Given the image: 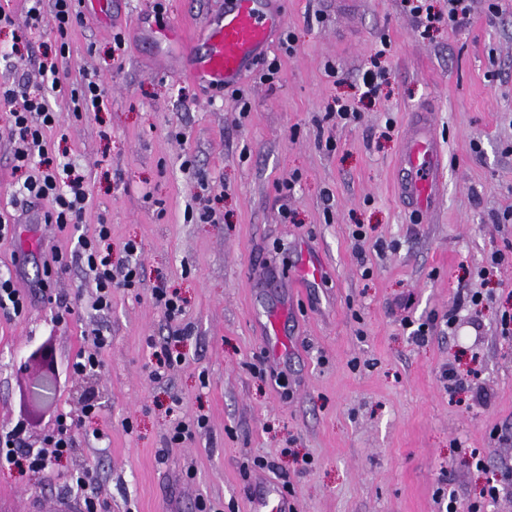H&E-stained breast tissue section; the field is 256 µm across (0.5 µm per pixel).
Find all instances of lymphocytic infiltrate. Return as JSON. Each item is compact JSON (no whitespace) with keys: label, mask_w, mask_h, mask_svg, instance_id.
Instances as JSON below:
<instances>
[{"label":"lymphocytic infiltrate","mask_w":512,"mask_h":512,"mask_svg":"<svg viewBox=\"0 0 512 512\" xmlns=\"http://www.w3.org/2000/svg\"><path fill=\"white\" fill-rule=\"evenodd\" d=\"M405 7L424 28L448 25L461 27L469 18L474 0H448L447 13L434 11L431 0H403ZM82 0H53V21L50 47L43 54L39 72L46 90L30 88L25 76L0 84V102L10 106L9 125L0 130V139L13 144L12 162L26 176L13 191L11 203L44 206L45 223L60 228L82 224L87 206L84 178L77 174L71 158H57L48 140L52 129L63 128L66 118H80L85 112L101 111L108 101L101 79L83 77L79 83L69 82L62 74L59 58L69 52L66 37L82 22ZM112 226L99 219L92 234L77 237L73 254L85 268L92 282L87 305L104 312L112 308V291L116 288H136L143 280V268L138 261L139 246L129 241L123 246L121 262L112 260ZM99 405L86 399L78 413L61 412L45 440V448L24 445L22 426L0 433V463L16 467L20 472L38 473L47 467L48 458L71 455L73 431L85 421L98 417Z\"/></svg>","instance_id":"f902f5d3"}]
</instances>
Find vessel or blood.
<instances>
[{"instance_id":"vessel-or-blood-1","label":"vessel or blood","mask_w":512,"mask_h":512,"mask_svg":"<svg viewBox=\"0 0 512 512\" xmlns=\"http://www.w3.org/2000/svg\"><path fill=\"white\" fill-rule=\"evenodd\" d=\"M284 17V11L269 9L265 0H225L223 14L207 26L202 44L185 47L187 78L205 86L235 82L245 64L265 50L270 34L283 25ZM396 168L398 193L412 212L433 209L444 192V176L429 116L413 120L408 126ZM299 255L298 276L307 281L319 279V257L305 246L300 247ZM287 314V301H280L263 325L268 354L276 360L288 352V339L281 328ZM250 501V512H293L279 486L267 481L253 489Z\"/></svg>"}]
</instances>
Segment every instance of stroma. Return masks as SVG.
Returning a JSON list of instances; mask_svg holds the SVG:
<instances>
[{
	"instance_id": "35a3bbf8",
	"label": "stroma",
	"mask_w": 512,
	"mask_h": 512,
	"mask_svg": "<svg viewBox=\"0 0 512 512\" xmlns=\"http://www.w3.org/2000/svg\"><path fill=\"white\" fill-rule=\"evenodd\" d=\"M107 17L83 7L59 68L70 81L97 75L107 109L67 120L48 133L75 159L89 193L80 230L42 221L35 207L17 225L35 242L0 244V273L20 286L46 283L17 318L0 313V430L25 422V441L44 447L60 411L86 397L101 410L76 435L77 450L40 473L0 467V512H63L84 500L72 472L93 471L98 512H249L258 480L289 484L295 512H442L438 491L461 503L479 496L483 472L512 463V341L498 320L512 309V223L493 217L512 207V0L500 12L476 9L463 27L422 32L402 0H284L292 55L270 40L279 78L261 82L252 61L236 86L248 111L222 88L186 80L181 34L224 9V0H108ZM43 32L15 45L0 26V52L18 48V66L39 83ZM125 47L112 54V36ZM389 79L378 99H360L361 77L379 46ZM336 76H327L326 66ZM361 117L326 119L334 98ZM426 110L445 158L446 191L433 212L412 214L393 168L413 114ZM293 179L291 193L280 190ZM210 198L224 215L205 224L192 213ZM112 226V257L138 242V290L114 291L110 312L79 304L89 283L81 265L47 272L36 242L53 238L70 253L99 217ZM363 225L356 243L351 232ZM307 244L326 267L321 283L293 287L296 248ZM277 278L262 281V269ZM370 276H363V268ZM177 293L184 313L169 321L154 289ZM479 293L477 310H458L459 292ZM287 298V360L270 362L263 309ZM74 314L56 320L57 305ZM435 331L416 342L421 323ZM102 329L112 344L100 373L77 378L68 364ZM52 348L54 399L33 408L27 386L33 353ZM179 361L152 381L154 354ZM464 387L449 394L444 374ZM490 394L488 405L472 401ZM207 424L189 441L167 445L176 419ZM102 438H95L94 430ZM266 470L244 474L254 459Z\"/></svg>"
}]
</instances>
